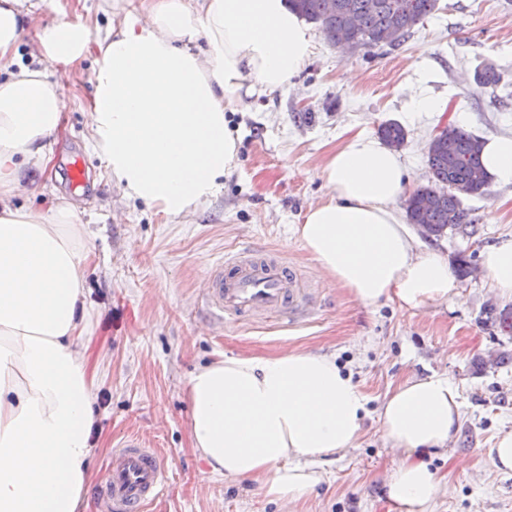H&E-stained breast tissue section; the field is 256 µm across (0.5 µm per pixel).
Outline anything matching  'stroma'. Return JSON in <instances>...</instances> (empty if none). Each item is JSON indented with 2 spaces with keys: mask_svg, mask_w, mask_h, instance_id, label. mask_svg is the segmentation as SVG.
Returning <instances> with one entry per match:
<instances>
[{
  "mask_svg": "<svg viewBox=\"0 0 512 512\" xmlns=\"http://www.w3.org/2000/svg\"><path fill=\"white\" fill-rule=\"evenodd\" d=\"M312 53L292 88L253 98L232 115L238 164L220 190L188 212L167 217L127 198L112 183L89 139L85 108L93 88L75 71L51 69L65 100L62 135L51 145L54 167L43 192L14 205L47 209L55 199L76 207L85 224L91 263L86 301L91 311V361L96 367V456L87 512H100L97 484L116 443L130 433L149 438L167 458L170 484L151 512H388L385 484L393 456L377 420L384 395L406 378L448 377L461 403V428L447 454L430 463L449 486L434 512H512V471L495 467V437L512 430V362L476 373L473 362L512 351V334L483 324L486 306L505 307L481 265L485 247L512 236V186L491 183L468 198L472 236L418 234L420 246L466 256L473 268L458 296L409 315L395 303L362 305L325 278L295 232L308 206L326 198L319 166L356 132L375 134L388 120L404 124L400 154L407 190L427 184L428 146L456 113L480 137L512 135V0H439V9L400 46L346 54L310 26ZM493 65V89L476 73ZM424 85L443 107L407 115L411 90ZM311 114L304 122L303 114ZM82 155L87 185L72 189L67 164ZM249 246L278 253L305 274L320 312L306 325L242 320L212 329L200 296L214 262ZM334 356L368 399L355 448L327 465V477L307 497L285 507L250 479L211 476L191 442L185 389L190 374L222 356L268 357L284 348Z\"/></svg>",
  "mask_w": 512,
  "mask_h": 512,
  "instance_id": "1",
  "label": "stroma"
}]
</instances>
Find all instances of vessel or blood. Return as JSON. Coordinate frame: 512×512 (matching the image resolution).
I'll use <instances>...</instances> for the list:
<instances>
[{
    "mask_svg": "<svg viewBox=\"0 0 512 512\" xmlns=\"http://www.w3.org/2000/svg\"><path fill=\"white\" fill-rule=\"evenodd\" d=\"M202 300L213 321L278 319L291 324L315 315L302 279L278 256L256 257L251 247L213 264ZM168 472L158 449L139 435H127L112 450L99 487L103 512H147L165 493Z\"/></svg>",
    "mask_w": 512,
    "mask_h": 512,
    "instance_id": "b4317fda",
    "label": "vessel or blood"
}]
</instances>
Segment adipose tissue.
<instances>
[{"label": "adipose tissue", "instance_id": "ef3b65f1", "mask_svg": "<svg viewBox=\"0 0 512 512\" xmlns=\"http://www.w3.org/2000/svg\"><path fill=\"white\" fill-rule=\"evenodd\" d=\"M43 0H0V512H84L96 449L85 300L89 250L74 208L14 206L51 165L63 94L46 72L22 65L18 46L72 69L95 57L90 135L126 197L178 216L214 196L238 160L229 114L252 96L289 85L312 43L286 0H102L119 23L93 35L80 9L35 23ZM204 40L205 52L189 42ZM484 167L512 185V137L491 136ZM328 188L296 228L306 253L357 301L419 310L446 303L457 281L448 257L417 248L395 204L406 188L399 151L350 135L326 158ZM493 292L512 299V237L487 246ZM193 447L211 475L251 478L281 501L305 498L326 458L355 447L365 396L334 357L289 350L235 356L189 379ZM447 376L412 377L381 404L378 421L395 452L389 512H432L442 479L424 454L460 428Z\"/></svg>", "mask_w": 512, "mask_h": 512}]
</instances>
